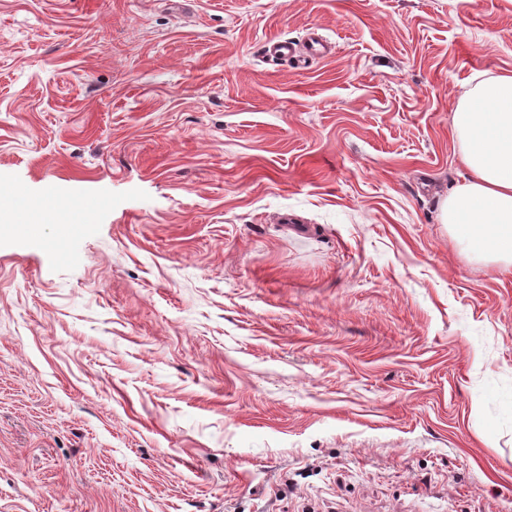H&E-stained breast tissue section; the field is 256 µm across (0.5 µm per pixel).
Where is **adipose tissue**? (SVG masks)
I'll list each match as a JSON object with an SVG mask.
<instances>
[{
    "instance_id": "1",
    "label": "adipose tissue",
    "mask_w": 512,
    "mask_h": 512,
    "mask_svg": "<svg viewBox=\"0 0 512 512\" xmlns=\"http://www.w3.org/2000/svg\"><path fill=\"white\" fill-rule=\"evenodd\" d=\"M462 183L440 203V221L475 262L512 273V74L477 83L451 116Z\"/></svg>"
}]
</instances>
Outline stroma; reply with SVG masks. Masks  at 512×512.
Wrapping results in <instances>:
<instances>
[{
  "label": "stroma",
  "mask_w": 512,
  "mask_h": 512,
  "mask_svg": "<svg viewBox=\"0 0 512 512\" xmlns=\"http://www.w3.org/2000/svg\"><path fill=\"white\" fill-rule=\"evenodd\" d=\"M318 24L332 56L266 57ZM512 0H0V512H512V276L439 204ZM99 205V201L90 200L76 205L69 211L68 224L59 225L55 238V248L63 256H69L75 250L76 237L65 229L69 224H87L89 215Z\"/></svg>",
  "instance_id": "1"
}]
</instances>
